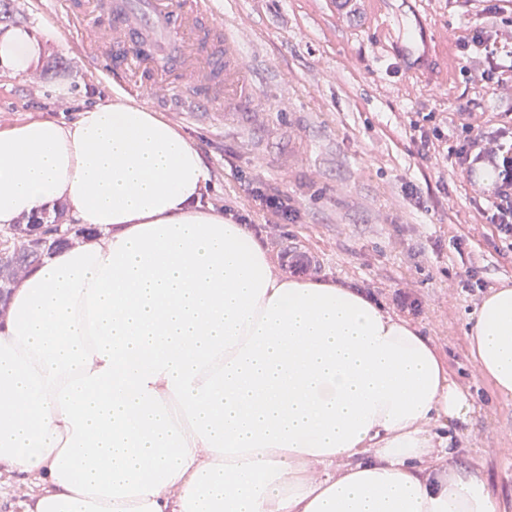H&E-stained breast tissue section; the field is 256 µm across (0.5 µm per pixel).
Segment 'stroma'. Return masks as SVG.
<instances>
[{"label":"stroma","mask_w":512,"mask_h":512,"mask_svg":"<svg viewBox=\"0 0 512 512\" xmlns=\"http://www.w3.org/2000/svg\"><path fill=\"white\" fill-rule=\"evenodd\" d=\"M212 10L247 31L244 63L267 125L244 118L227 127L165 105L162 117L210 170L207 202L245 200V182L262 179L299 211L277 227L252 215L272 263L284 248H300L320 259L313 279L371 292L390 313L398 289L418 299L410 324L471 402L448 422V464L480 472L501 512H512V398L477 371L467 336L488 290L512 287V250L486 220L491 199L474 193L453 160L422 157L412 126L434 114L453 147L459 107L485 132L512 122V84L483 90L461 69L456 42L478 21L474 0H367L360 25L338 22L330 0H216ZM418 17L428 36L422 66L391 49L400 21ZM0 24L58 32L30 74L0 70L1 129L69 120L75 102L118 92L151 106L152 91L124 86L80 53L55 0H0Z\"/></svg>","instance_id":"35a3bbf8"}]
</instances>
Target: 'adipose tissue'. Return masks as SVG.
Returning a JSON list of instances; mask_svg holds the SVG:
<instances>
[{
    "label": "adipose tissue",
    "instance_id": "1",
    "mask_svg": "<svg viewBox=\"0 0 512 512\" xmlns=\"http://www.w3.org/2000/svg\"><path fill=\"white\" fill-rule=\"evenodd\" d=\"M54 34L0 31V67L32 72ZM209 179L177 127L120 99L0 129V228L62 199L91 230L0 318V465L34 480L25 512H499L431 445L470 404L428 340L362 294L280 278L204 204ZM468 336L512 397V287Z\"/></svg>",
    "mask_w": 512,
    "mask_h": 512
}]
</instances>
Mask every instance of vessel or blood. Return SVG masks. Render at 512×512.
Wrapping results in <instances>:
<instances>
[{
  "instance_id": "1",
  "label": "vessel or blood",
  "mask_w": 512,
  "mask_h": 512,
  "mask_svg": "<svg viewBox=\"0 0 512 512\" xmlns=\"http://www.w3.org/2000/svg\"><path fill=\"white\" fill-rule=\"evenodd\" d=\"M112 8V27L102 30L92 22L102 0H81L76 7L84 17L78 42L89 57L113 53L116 68L176 92L188 106L207 103L228 123L238 121L242 102L256 98L243 66L242 36L211 14L209 0H114ZM169 54L172 78L162 68Z\"/></svg>"
}]
</instances>
